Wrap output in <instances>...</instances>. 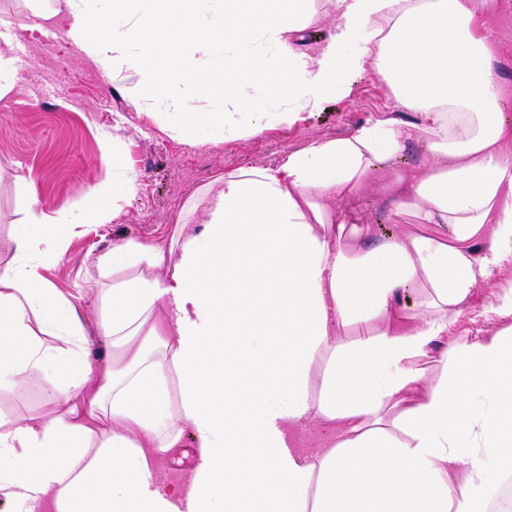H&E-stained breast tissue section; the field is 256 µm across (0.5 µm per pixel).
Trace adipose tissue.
<instances>
[{
    "mask_svg": "<svg viewBox=\"0 0 512 512\" xmlns=\"http://www.w3.org/2000/svg\"><path fill=\"white\" fill-rule=\"evenodd\" d=\"M27 2L39 20L66 16L68 38L113 81L115 48H133L138 102L170 83L199 107L232 94L255 134L347 91L371 62L395 113L224 175L206 221L176 241L94 254L113 281L101 364L42 271L76 225L114 220L109 202L134 179L53 215L31 207L0 269V381L39 372L66 409L0 418V491L46 512H488L490 464L512 474V280L496 292L499 332L452 341L448 326L512 265V86L496 77L497 42L475 34L512 0H335L314 56L296 47L311 0H219L210 17L203 0ZM216 49L223 61L201 66L198 52ZM415 144L420 162L395 167ZM367 190L389 219L438 234L370 240ZM310 421L333 432L322 452L297 443ZM188 442L187 475L157 481Z\"/></svg>",
    "mask_w": 512,
    "mask_h": 512,
    "instance_id": "obj_1",
    "label": "adipose tissue"
}]
</instances>
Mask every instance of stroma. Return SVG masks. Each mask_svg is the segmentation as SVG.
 <instances>
[{
    "label": "stroma",
    "mask_w": 512,
    "mask_h": 512,
    "mask_svg": "<svg viewBox=\"0 0 512 512\" xmlns=\"http://www.w3.org/2000/svg\"><path fill=\"white\" fill-rule=\"evenodd\" d=\"M314 15L299 44L317 55L333 32L332 0H314ZM23 0H0V28L18 47L10 70V88L0 95V267L16 259L14 241L24 229L30 201L49 214L69 207L106 175L135 178L132 192L118 197L115 219L84 224L46 278L75 311L83 344L91 357L99 343L101 303L90 278L89 255L130 238L169 240L204 222L207 201L219 179L241 167H268L314 140L351 136L363 124L393 112L390 88L374 64L348 76L351 91L325 99L314 111L291 121L271 123L258 134L238 135L248 116L227 104V126L211 142L199 143L182 114L168 107V87H161L142 106L133 103L134 81L113 82L66 38V23L35 27ZM119 161L108 170L104 148ZM512 279V266L495 271L479 286L462 315L448 327L449 338L490 336L503 324L493 312L497 282ZM63 403L46 398L39 374L26 375L20 386L0 384V416L51 418Z\"/></svg>",
    "instance_id": "1"
}]
</instances>
